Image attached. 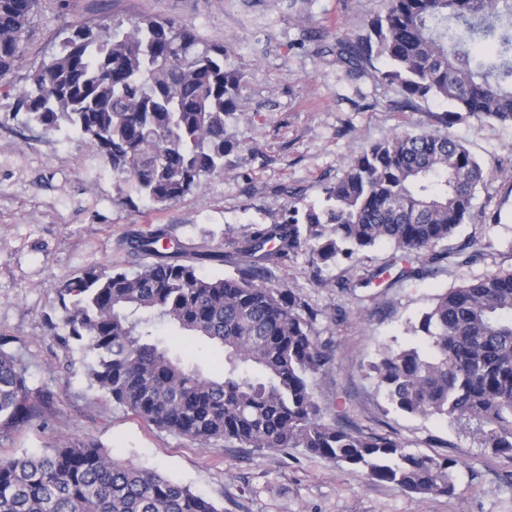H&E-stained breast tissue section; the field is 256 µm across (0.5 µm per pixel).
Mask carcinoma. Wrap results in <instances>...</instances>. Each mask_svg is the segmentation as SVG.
<instances>
[{"instance_id": "obj_1", "label": "carcinoma", "mask_w": 512, "mask_h": 512, "mask_svg": "<svg viewBox=\"0 0 512 512\" xmlns=\"http://www.w3.org/2000/svg\"><path fill=\"white\" fill-rule=\"evenodd\" d=\"M39 0H0V82L22 58ZM358 77L373 71L406 105L449 101L439 122L512 124V0H382L364 33L320 49ZM383 63V68L374 62ZM245 73L222 44L183 22L143 16L126 31L77 26L28 74L17 110L45 130L93 144L117 185L165 206L224 173L241 142L226 119L243 110ZM490 171L460 141L420 123L348 159L317 209L291 198L270 224H252L201 251L167 247L168 227L137 232L133 269L91 268L60 289L67 338L93 357L91 384L147 424L207 447L308 454L358 467L407 493L453 496L456 461L414 453L387 437L328 422L310 380L334 359L319 311L275 270L308 254L318 288L339 258L361 260L381 242L422 279L474 260L436 249L476 217ZM233 265L206 274L205 264ZM427 349L384 348L369 365L390 404L411 415L476 425L485 444L512 455V269L438 296L420 322ZM199 336L224 352L216 378L171 355L168 340ZM0 336V437L46 424L54 394L32 388ZM0 512H222L207 496L112 458L97 443L62 440L41 453L0 455Z\"/></svg>"}]
</instances>
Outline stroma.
Listing matches in <instances>:
<instances>
[{
    "mask_svg": "<svg viewBox=\"0 0 512 512\" xmlns=\"http://www.w3.org/2000/svg\"><path fill=\"white\" fill-rule=\"evenodd\" d=\"M380 9L379 0H40L22 60L0 82V334L12 337L30 385L56 398L47 428L0 437V453L46 448L60 437L93 440L114 458L206 495L224 512H512V456L488 448L472 428L393 408L368 373L383 347L423 345L419 322L437 295L512 267L510 123L467 119L448 129L493 172L476 193L478 220L459 225L443 243L447 249L471 244L475 262L423 281L357 287L365 272L395 256L383 242L358 262L327 267L332 288L315 286L303 252L273 275L319 310L315 328L335 349L326 373L311 381L326 419L390 437L412 452L456 459L455 496L409 494L301 448L199 447L113 406L92 388V359L80 343L47 333V320L63 316L59 288L89 268L127 267L131 233L165 224L175 243L224 242L248 225L271 223L280 188L302 203L320 204L344 160L389 138L403 122L438 128L449 103L395 109L397 87L372 73L350 78L319 53L363 33ZM145 15L192 24L208 42L224 45L246 75L247 106L226 121L242 143L231 169L160 208L131 207L94 147L27 125L16 111L30 69L58 52L70 28ZM347 280L354 289L344 288Z\"/></svg>",
    "mask_w": 512,
    "mask_h": 512,
    "instance_id": "stroma-1",
    "label": "stroma"
}]
</instances>
